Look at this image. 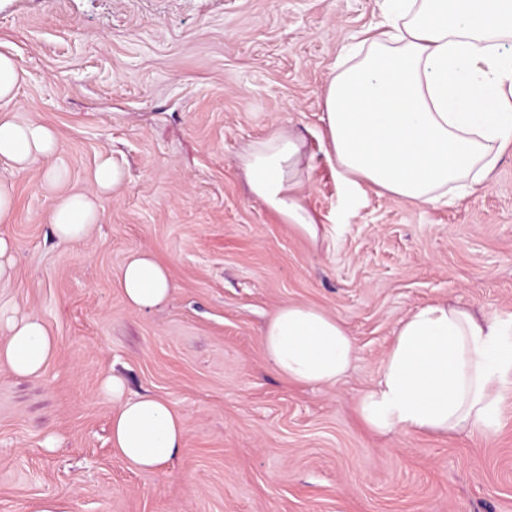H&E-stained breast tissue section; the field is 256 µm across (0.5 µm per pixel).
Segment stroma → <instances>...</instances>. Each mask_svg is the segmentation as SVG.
I'll return each mask as SVG.
<instances>
[{
    "label": "stroma",
    "instance_id": "obj_1",
    "mask_svg": "<svg viewBox=\"0 0 512 512\" xmlns=\"http://www.w3.org/2000/svg\"><path fill=\"white\" fill-rule=\"evenodd\" d=\"M378 20V0H0V52L23 77L8 110L58 132L68 172L56 189L49 160L22 173L0 161L15 196L0 307L37 314L56 342L39 376L0 366V512L41 499L61 512H512V390L489 436L380 437L355 415L416 307L512 317V151L488 187L445 205L345 186L325 157L321 89ZM281 126L312 158L318 247L235 167ZM104 155L124 184L88 238L58 242L56 198L94 192ZM134 248L169 269L171 298L150 312L118 283ZM288 302L344 321L357 359L338 385L273 370L261 331ZM110 373L184 417L161 470L113 449Z\"/></svg>",
    "mask_w": 512,
    "mask_h": 512
}]
</instances>
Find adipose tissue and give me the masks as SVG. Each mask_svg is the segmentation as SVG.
<instances>
[{
	"label": "adipose tissue",
	"mask_w": 512,
	"mask_h": 512,
	"mask_svg": "<svg viewBox=\"0 0 512 512\" xmlns=\"http://www.w3.org/2000/svg\"><path fill=\"white\" fill-rule=\"evenodd\" d=\"M380 33L348 47L321 91L325 156L340 179L414 204L447 201L487 187L512 149V0H382ZM61 151L57 133L0 114V160L22 172ZM311 156L303 139L278 128L244 145L236 166L250 192L282 223L311 243L322 242L299 193ZM96 194L67 192L50 216L61 242L88 236L100 221V200L117 191L124 171L101 159ZM129 307L151 310L170 298L167 268L150 252L130 250L118 275ZM0 365L13 375H40L55 351L41 319L0 309ZM264 351L286 381L339 383L356 345L343 321L319 307L279 306L262 329ZM512 384V320L476 315L445 301L417 307L400 323L376 381L359 395L355 413L372 434L494 433ZM112 446L132 467L155 471L180 452L182 415L165 399L129 394L106 376Z\"/></svg>",
	"instance_id": "obj_1"
}]
</instances>
